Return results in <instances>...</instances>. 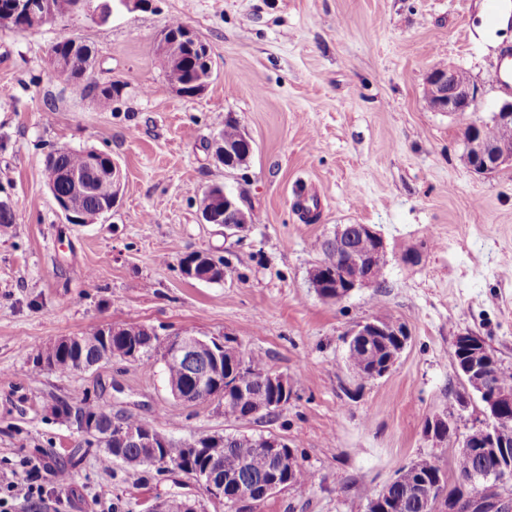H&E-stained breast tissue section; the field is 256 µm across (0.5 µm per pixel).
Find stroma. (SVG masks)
Here are the masks:
<instances>
[{"label":"stroma","mask_w":512,"mask_h":512,"mask_svg":"<svg viewBox=\"0 0 512 512\" xmlns=\"http://www.w3.org/2000/svg\"><path fill=\"white\" fill-rule=\"evenodd\" d=\"M501 0H154L103 24L66 19L33 33L0 30V199L15 222L0 228V467L42 496L6 497L7 512H144L160 497L213 504L186 474L104 465L60 403L91 402L130 415L180 444L207 435L273 434L313 474L242 512H366L370 498L412 462L435 458L452 474L457 442L435 447L429 416L454 411L459 431L483 418L453 366L457 336L482 337L512 367V168L489 175L462 161L461 130L490 121L512 95L501 53L512 26L485 36ZM205 42L213 75L180 96L156 59L171 21ZM78 36L94 47L101 84L121 86L111 108L72 94L54 75L50 45ZM467 72L473 111H433L432 68ZM252 142L240 168L212 145L225 117ZM95 149L122 170L112 211L70 224L43 177L59 147ZM214 186L229 187L254 224L236 233L200 220ZM341 224H368L388 246L379 284L340 302L309 272L315 244ZM206 251L224 280L185 278L180 260ZM388 310L410 340L385 377L359 380L346 335ZM106 324H141L160 337L229 336L287 378L294 395L278 416L235 422L221 400L185 405L160 359L114 360L68 375L35 372L55 339ZM70 472L60 482V472Z\"/></svg>","instance_id":"obj_1"}]
</instances>
